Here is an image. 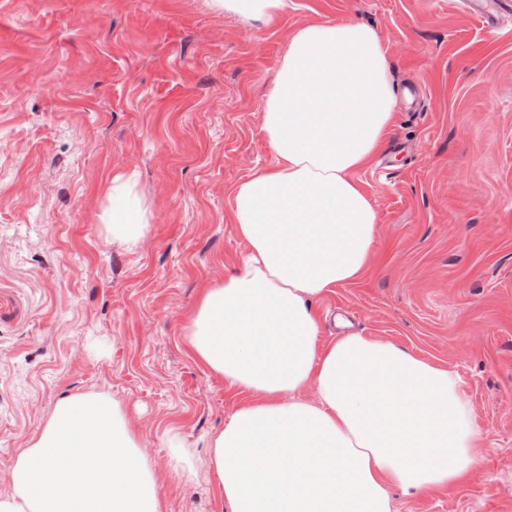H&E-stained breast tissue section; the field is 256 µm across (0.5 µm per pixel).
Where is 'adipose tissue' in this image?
Returning <instances> with one entry per match:
<instances>
[{"mask_svg": "<svg viewBox=\"0 0 512 512\" xmlns=\"http://www.w3.org/2000/svg\"><path fill=\"white\" fill-rule=\"evenodd\" d=\"M395 98L386 46L357 21L293 30L262 114L272 163L233 189L246 245L201 291L183 335L239 404L207 467L230 512H394L388 493L444 488L480 438L456 375L359 333L321 343L314 300L364 272L378 215L356 177L385 147ZM105 232L134 247L150 213L112 182ZM313 389L314 400L303 398ZM0 512H166L120 404L60 399L16 457Z\"/></svg>", "mask_w": 512, "mask_h": 512, "instance_id": "1", "label": "adipose tissue"}]
</instances>
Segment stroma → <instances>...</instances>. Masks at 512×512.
Wrapping results in <instances>:
<instances>
[{
  "mask_svg": "<svg viewBox=\"0 0 512 512\" xmlns=\"http://www.w3.org/2000/svg\"><path fill=\"white\" fill-rule=\"evenodd\" d=\"M490 29L465 0H288L266 22L209 0H0V493L63 396L118 401L168 512H229L205 459L242 396L191 356L201 289L245 244L232 189L273 160L260 126L288 36L358 21L382 37L397 107L359 177L370 264L314 302L354 332L448 366L480 439L466 480L390 489L395 512H512V0ZM151 213L107 237L115 176ZM183 434L185 481L164 444Z\"/></svg>",
  "mask_w": 512,
  "mask_h": 512,
  "instance_id": "stroma-1",
  "label": "stroma"
}]
</instances>
